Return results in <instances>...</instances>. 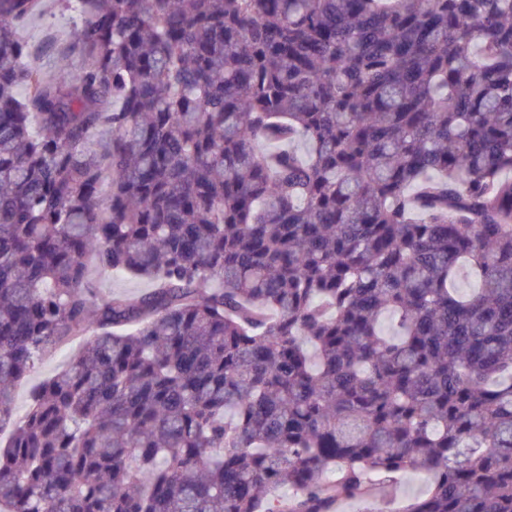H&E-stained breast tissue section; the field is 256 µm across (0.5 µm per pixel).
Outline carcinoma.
I'll use <instances>...</instances> for the list:
<instances>
[{"label": "carcinoma", "mask_w": 512, "mask_h": 512, "mask_svg": "<svg viewBox=\"0 0 512 512\" xmlns=\"http://www.w3.org/2000/svg\"><path fill=\"white\" fill-rule=\"evenodd\" d=\"M60 5L50 78L0 0V512H512V0ZM90 266L95 287L101 293L123 292L137 295L150 287V284L144 280L130 277H112L110 274H101L97 271L93 262H91ZM92 337V332L85 336L73 337L64 348L47 355L32 377L18 384L14 400V412L16 415H20L23 412L32 388L42 379L53 376L63 369L69 358L76 354ZM426 489L427 485L419 474L413 471L403 473L388 484L385 496L386 510H397L406 504L407 499L423 494Z\"/></svg>", "instance_id": "cac0c4a2"}]
</instances>
